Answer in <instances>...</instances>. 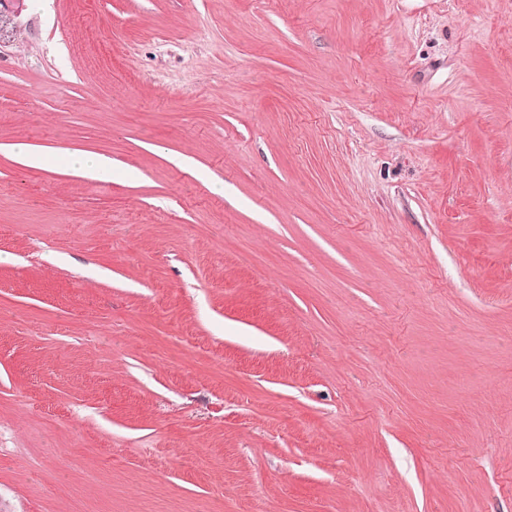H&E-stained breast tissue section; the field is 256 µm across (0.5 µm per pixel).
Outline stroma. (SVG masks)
Here are the masks:
<instances>
[{"instance_id":"35a3bbf8","label":"stroma","mask_w":512,"mask_h":512,"mask_svg":"<svg viewBox=\"0 0 512 512\" xmlns=\"http://www.w3.org/2000/svg\"><path fill=\"white\" fill-rule=\"evenodd\" d=\"M1 254L0 512H512V0L28 6ZM13 158L22 166L48 170L60 166L77 176H91L102 180L112 178V159L101 154L67 152L56 154L27 144L8 146Z\"/></svg>"}]
</instances>
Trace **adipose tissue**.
Returning <instances> with one entry per match:
<instances>
[{"instance_id":"obj_1","label":"adipose tissue","mask_w":512,"mask_h":512,"mask_svg":"<svg viewBox=\"0 0 512 512\" xmlns=\"http://www.w3.org/2000/svg\"><path fill=\"white\" fill-rule=\"evenodd\" d=\"M9 151L20 165L27 168L47 170L60 166L77 176H91L102 180L112 177V160L101 154L83 152L58 154L23 143L10 145Z\"/></svg>"}]
</instances>
